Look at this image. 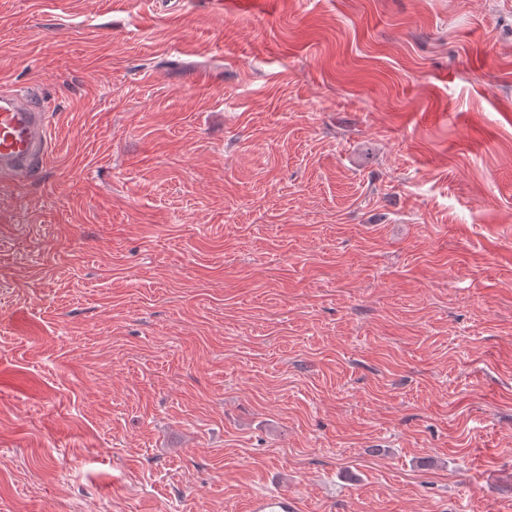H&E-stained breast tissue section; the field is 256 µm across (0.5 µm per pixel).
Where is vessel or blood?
<instances>
[{
  "mask_svg": "<svg viewBox=\"0 0 512 512\" xmlns=\"http://www.w3.org/2000/svg\"><path fill=\"white\" fill-rule=\"evenodd\" d=\"M51 145L47 107L34 93L0 89V177H33L49 155ZM247 512H307L295 493L276 490L249 499Z\"/></svg>",
  "mask_w": 512,
  "mask_h": 512,
  "instance_id": "vessel-or-blood-1",
  "label": "vessel or blood"
}]
</instances>
